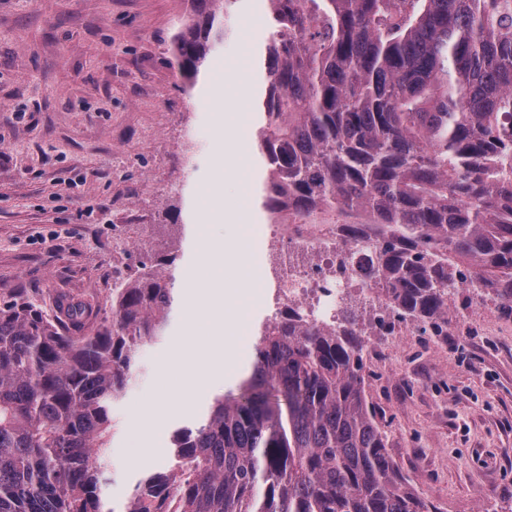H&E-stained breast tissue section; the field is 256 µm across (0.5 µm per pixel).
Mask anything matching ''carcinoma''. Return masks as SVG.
I'll list each match as a JSON object with an SVG mask.
<instances>
[{
    "mask_svg": "<svg viewBox=\"0 0 512 512\" xmlns=\"http://www.w3.org/2000/svg\"><path fill=\"white\" fill-rule=\"evenodd\" d=\"M273 34L255 144L261 206L375 242L398 319L437 326L459 277L512 313V0H265ZM169 66L195 81L231 0H191ZM176 257L112 288V318L0 303V512H103L112 405L165 336ZM123 512H438L388 455L364 342L288 316L250 376L172 437Z\"/></svg>",
    "mask_w": 512,
    "mask_h": 512,
    "instance_id": "obj_1",
    "label": "carcinoma"
}]
</instances>
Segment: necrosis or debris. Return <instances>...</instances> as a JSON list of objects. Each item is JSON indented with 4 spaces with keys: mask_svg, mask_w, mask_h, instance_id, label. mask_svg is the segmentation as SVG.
Here are the masks:
<instances>
[{
    "mask_svg": "<svg viewBox=\"0 0 512 512\" xmlns=\"http://www.w3.org/2000/svg\"><path fill=\"white\" fill-rule=\"evenodd\" d=\"M244 239L261 269L239 313L241 334L252 338L253 317L274 319L293 308L321 326H341L343 309L359 308L374 323L389 320L388 302L364 271L375 257L373 243H349L333 224L312 226L285 218L277 224H248Z\"/></svg>",
    "mask_w": 512,
    "mask_h": 512,
    "instance_id": "necrosis-or-debris-1",
    "label": "necrosis or debris"
}]
</instances>
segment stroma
I'll list each match as a JSON object with an SVG mask.
<instances>
[{"label": "stroma", "instance_id": "stroma-1", "mask_svg": "<svg viewBox=\"0 0 512 512\" xmlns=\"http://www.w3.org/2000/svg\"><path fill=\"white\" fill-rule=\"evenodd\" d=\"M189 10L188 0H0V300L21 293L48 308L67 293L109 309L113 273L142 260L113 251V237L172 251L158 221L181 194L193 219L177 260L183 278L223 277L239 298L247 250L234 228L263 221L245 208L242 181L257 174L248 133L271 29L263 0H237L230 36L189 86L168 65ZM205 242L224 243V270L200 261ZM395 329L364 339L366 391L388 453L439 512H512V315L461 295L447 335ZM187 334L213 340L208 305L193 314L179 305L165 340L140 348L112 407L110 512L168 466L172 432L198 412L162 421L154 454L132 455L142 411L178 385L167 362Z\"/></svg>", "mask_w": 512, "mask_h": 512}]
</instances>
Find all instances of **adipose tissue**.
<instances>
[{
	"label": "adipose tissue",
	"mask_w": 512,
	"mask_h": 512,
	"mask_svg": "<svg viewBox=\"0 0 512 512\" xmlns=\"http://www.w3.org/2000/svg\"><path fill=\"white\" fill-rule=\"evenodd\" d=\"M191 301L204 300L212 305L217 336L210 343L200 345L191 340L179 342L170 356L169 368L177 373L181 382L177 388L182 407H189L199 399L203 386H216L224 381V370L228 366L243 367L244 357L233 345L225 343L224 330V285L215 281L206 285L189 281Z\"/></svg>",
	"instance_id": "adipose-tissue-1"
}]
</instances>
